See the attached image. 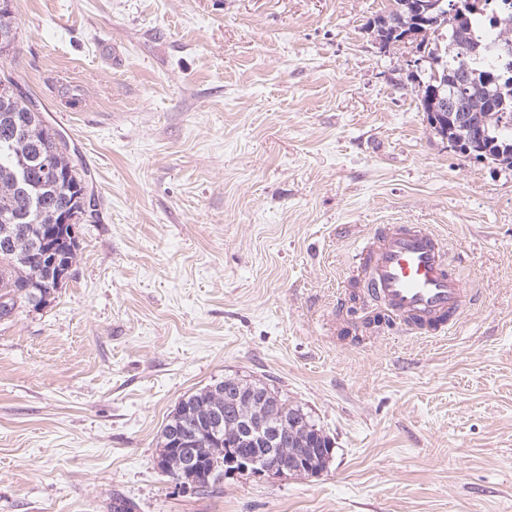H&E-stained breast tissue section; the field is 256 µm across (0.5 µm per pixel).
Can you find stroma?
<instances>
[{"label":"stroma","instance_id":"35a3bbf8","mask_svg":"<svg viewBox=\"0 0 512 512\" xmlns=\"http://www.w3.org/2000/svg\"><path fill=\"white\" fill-rule=\"evenodd\" d=\"M387 0H12V77L90 172L70 277L0 322V512H512V170L450 148L366 29ZM426 224L480 296L443 338L350 267ZM266 384L330 437L315 476L185 494L178 403ZM213 386L214 385L204 387L187 396V398H185V402L183 401V399L179 402L177 409L172 414V416H170V418L166 421L161 431L162 448H160V451L156 457L157 459L155 458L156 467H159V465L157 464L159 461H161L160 458L164 457L166 448H176L172 439L174 432H187L192 431L195 427L196 429L199 428L194 416L184 413L183 410H181L182 404L184 405V407L190 408V410L200 408L205 404H207L208 406L211 405L213 402H216L214 391L211 389V387Z\"/></svg>","mask_w":512,"mask_h":512}]
</instances>
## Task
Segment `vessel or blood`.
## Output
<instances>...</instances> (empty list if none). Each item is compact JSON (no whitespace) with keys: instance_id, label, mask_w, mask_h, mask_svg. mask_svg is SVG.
I'll return each mask as SVG.
<instances>
[{"instance_id":"vessel-or-blood-1","label":"vessel or blood","mask_w":512,"mask_h":512,"mask_svg":"<svg viewBox=\"0 0 512 512\" xmlns=\"http://www.w3.org/2000/svg\"><path fill=\"white\" fill-rule=\"evenodd\" d=\"M356 262L366 287L395 317L427 326L441 336L465 303L459 271L447 257L442 236L428 227L396 224L364 243Z\"/></svg>"}]
</instances>
